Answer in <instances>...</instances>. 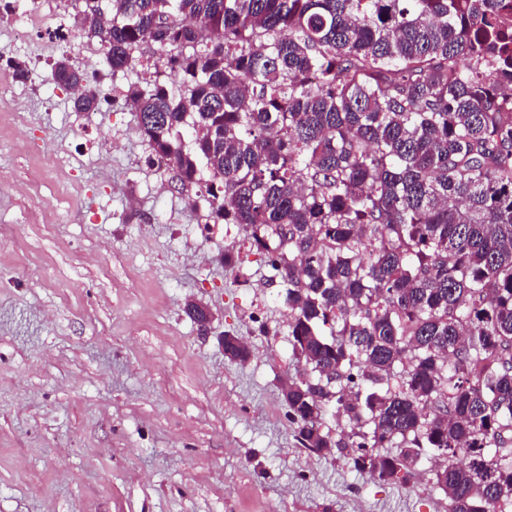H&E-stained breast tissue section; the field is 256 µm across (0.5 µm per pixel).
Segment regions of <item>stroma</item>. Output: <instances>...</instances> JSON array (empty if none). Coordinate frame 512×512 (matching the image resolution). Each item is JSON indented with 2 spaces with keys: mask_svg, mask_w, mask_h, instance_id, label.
<instances>
[{
  "mask_svg": "<svg viewBox=\"0 0 512 512\" xmlns=\"http://www.w3.org/2000/svg\"><path fill=\"white\" fill-rule=\"evenodd\" d=\"M60 24L59 45L0 29V51L80 61L113 101L86 116L47 76L0 100V512H445L430 482L382 484L300 447L278 285L258 262L225 265L239 244L153 168L125 83L80 57L74 12ZM227 332L247 363L225 358Z\"/></svg>",
  "mask_w": 512,
  "mask_h": 512,
  "instance_id": "35a3bbf8",
  "label": "stroma"
}]
</instances>
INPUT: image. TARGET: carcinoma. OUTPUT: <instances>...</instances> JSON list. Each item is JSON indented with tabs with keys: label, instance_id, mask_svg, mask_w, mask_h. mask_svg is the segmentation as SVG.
<instances>
[{
	"label": "carcinoma",
	"instance_id": "carcinoma-1",
	"mask_svg": "<svg viewBox=\"0 0 512 512\" xmlns=\"http://www.w3.org/2000/svg\"><path fill=\"white\" fill-rule=\"evenodd\" d=\"M83 3L112 73L152 55L124 90L149 162L285 290L298 444L384 484L433 459L448 512H512V0Z\"/></svg>",
	"mask_w": 512,
	"mask_h": 512
}]
</instances>
